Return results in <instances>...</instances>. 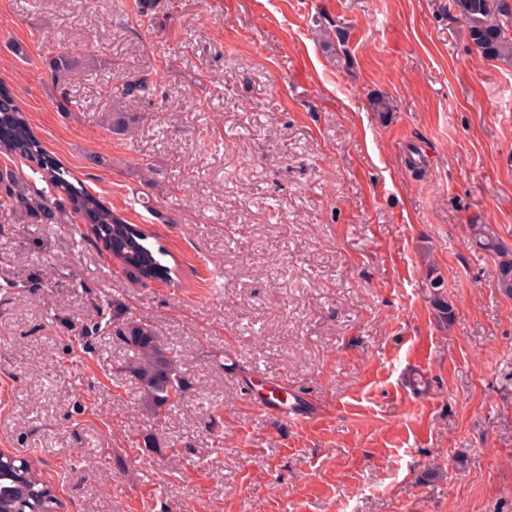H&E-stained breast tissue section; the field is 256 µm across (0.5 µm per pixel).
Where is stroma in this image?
Instances as JSON below:
<instances>
[{
	"label": "stroma",
	"instance_id": "1",
	"mask_svg": "<svg viewBox=\"0 0 512 512\" xmlns=\"http://www.w3.org/2000/svg\"><path fill=\"white\" fill-rule=\"evenodd\" d=\"M143 78L151 95L123 94ZM0 88L175 275L130 278L84 221L0 211V448L63 512H512V298L467 242L492 224L512 249V62L448 0H156L122 23L108 0H0ZM115 111L133 138L106 129ZM116 299L178 357L166 420L129 347L91 330ZM264 377L316 418L254 413ZM444 288L445 281L443 277L439 275L435 267H429L425 274L423 289L431 309L434 312L437 327L447 331L453 324L454 311L453 307L445 299L443 294Z\"/></svg>",
	"mask_w": 512,
	"mask_h": 512
}]
</instances>
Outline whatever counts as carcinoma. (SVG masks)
<instances>
[{"mask_svg": "<svg viewBox=\"0 0 512 512\" xmlns=\"http://www.w3.org/2000/svg\"><path fill=\"white\" fill-rule=\"evenodd\" d=\"M448 11L463 20L472 45L481 55L492 60H512V32L505 31L506 20L512 17V0H448ZM71 67L72 56L67 52L49 62L57 81ZM136 124L137 118L124 112H114L107 119L112 133L123 137L130 135ZM0 154L19 155L35 162L41 181L50 188L48 192L38 189L18 172L0 169V209L9 213L12 223L72 224L82 216L94 241L112 252L125 273L142 281L170 279L171 268L162 262L167 252L161 247L152 249L147 244L148 236L138 225L120 218L82 183L70 181V173L48 154L28 130L23 112L1 91ZM469 238L477 248L501 257L497 288L512 297V258L493 225H469ZM444 288L443 277L435 267H430L423 289L437 327L446 331L453 324L454 311L445 299ZM112 331L135 350L132 373L140 384L147 408L155 419L165 418L186 388L178 360L161 342L155 323L148 318L125 315L118 300L112 302ZM30 475L37 480L35 489L45 493V497L0 499V512H46L57 506L56 495L39 481V474L32 471Z\"/></svg>", "mask_w": 512, "mask_h": 512, "instance_id": "carcinoma-1", "label": "carcinoma"}]
</instances>
